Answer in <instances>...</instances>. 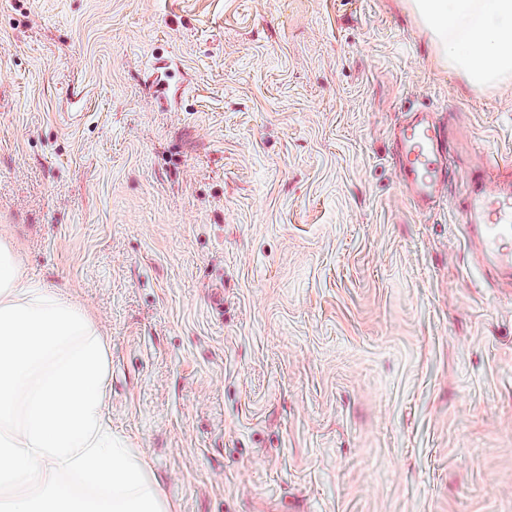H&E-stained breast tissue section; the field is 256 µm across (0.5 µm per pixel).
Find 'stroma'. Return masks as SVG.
I'll use <instances>...</instances> for the list:
<instances>
[{"mask_svg":"<svg viewBox=\"0 0 512 512\" xmlns=\"http://www.w3.org/2000/svg\"><path fill=\"white\" fill-rule=\"evenodd\" d=\"M433 53L406 0H0V240L91 319L171 512H512V288L455 210L512 86ZM408 113L396 134L400 186L406 197L427 210L450 179L448 131L437 112L421 108Z\"/></svg>","mask_w":512,"mask_h":512,"instance_id":"1","label":"stroma"}]
</instances>
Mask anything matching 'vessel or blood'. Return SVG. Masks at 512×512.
<instances>
[{"label":"vessel or blood","instance_id":"vessel-or-blood-1","mask_svg":"<svg viewBox=\"0 0 512 512\" xmlns=\"http://www.w3.org/2000/svg\"><path fill=\"white\" fill-rule=\"evenodd\" d=\"M448 132L437 113L411 111L396 134V156L403 194L420 209H430L450 175L446 163ZM457 214L468 228L474 263L492 280H512V181L476 188L459 200Z\"/></svg>","mask_w":512,"mask_h":512}]
</instances>
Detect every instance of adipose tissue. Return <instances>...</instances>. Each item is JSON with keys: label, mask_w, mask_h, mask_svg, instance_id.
<instances>
[{"label": "adipose tissue", "mask_w": 512, "mask_h": 512, "mask_svg": "<svg viewBox=\"0 0 512 512\" xmlns=\"http://www.w3.org/2000/svg\"><path fill=\"white\" fill-rule=\"evenodd\" d=\"M438 63L477 87L512 85V0H407Z\"/></svg>", "instance_id": "1"}]
</instances>
